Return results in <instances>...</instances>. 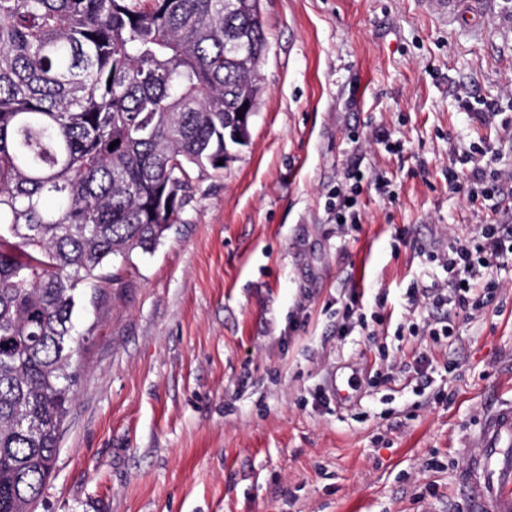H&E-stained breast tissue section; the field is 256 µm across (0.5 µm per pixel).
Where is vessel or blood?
I'll list each match as a JSON object with an SVG mask.
<instances>
[{"label":"vessel or blood","mask_w":512,"mask_h":512,"mask_svg":"<svg viewBox=\"0 0 512 512\" xmlns=\"http://www.w3.org/2000/svg\"><path fill=\"white\" fill-rule=\"evenodd\" d=\"M468 512H512V405L485 419L460 483Z\"/></svg>","instance_id":"b4317fda"}]
</instances>
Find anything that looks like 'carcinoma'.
<instances>
[{"mask_svg": "<svg viewBox=\"0 0 512 512\" xmlns=\"http://www.w3.org/2000/svg\"><path fill=\"white\" fill-rule=\"evenodd\" d=\"M233 3L0 0V512L53 472L80 287L103 295L249 138L267 41L259 0Z\"/></svg>", "mask_w": 512, "mask_h": 512, "instance_id": "obj_1", "label": "carcinoma"}]
</instances>
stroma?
<instances>
[{"label": "stroma", "instance_id": "stroma-1", "mask_svg": "<svg viewBox=\"0 0 512 512\" xmlns=\"http://www.w3.org/2000/svg\"><path fill=\"white\" fill-rule=\"evenodd\" d=\"M260 14L247 144L152 252L116 262L103 298L81 290L76 395L34 512H466L479 430L512 403V256L485 314L459 322L456 369L447 340L409 334L405 293L443 281L430 254L496 219L447 172L473 146L512 167V0ZM353 177L360 221L335 223Z\"/></svg>", "mask_w": 512, "mask_h": 512}]
</instances>
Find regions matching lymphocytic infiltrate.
I'll return each instance as SVG.
<instances>
[{"label":"lymphocytic infiltrate","instance_id":"1","mask_svg":"<svg viewBox=\"0 0 512 512\" xmlns=\"http://www.w3.org/2000/svg\"><path fill=\"white\" fill-rule=\"evenodd\" d=\"M462 160L471 164V173L465 177L456 166H449V190L464 189L470 199L490 200L501 193L503 185H512V169L502 167L493 150H483L476 158L466 154ZM507 255H512L511 224H486L476 238L450 243L447 252L437 256L446 273L444 284L415 285L406 291L410 305L425 301L440 312L436 318H421L412 328L413 335L449 338L457 333V317L477 318L500 287L497 269Z\"/></svg>","mask_w":512,"mask_h":512}]
</instances>
